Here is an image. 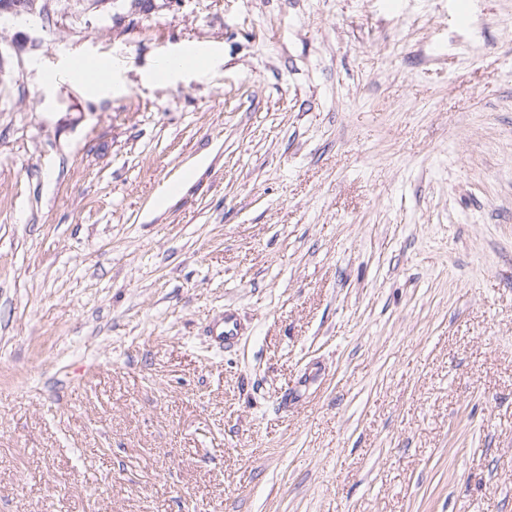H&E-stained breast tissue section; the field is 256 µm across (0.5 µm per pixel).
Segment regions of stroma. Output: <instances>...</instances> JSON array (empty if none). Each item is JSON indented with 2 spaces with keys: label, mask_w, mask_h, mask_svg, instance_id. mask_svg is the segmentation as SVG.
<instances>
[{
  "label": "stroma",
  "mask_w": 512,
  "mask_h": 512,
  "mask_svg": "<svg viewBox=\"0 0 512 512\" xmlns=\"http://www.w3.org/2000/svg\"><path fill=\"white\" fill-rule=\"evenodd\" d=\"M0 55V512H512V0L60 5ZM179 56V57H178ZM169 60L158 61L154 64L153 68L149 71L147 78L150 81L155 80H172L182 71L196 68L203 69L207 67L211 62V56L209 53H204L202 58L195 63H188L184 56L176 55L171 56Z\"/></svg>",
  "instance_id": "1"
}]
</instances>
